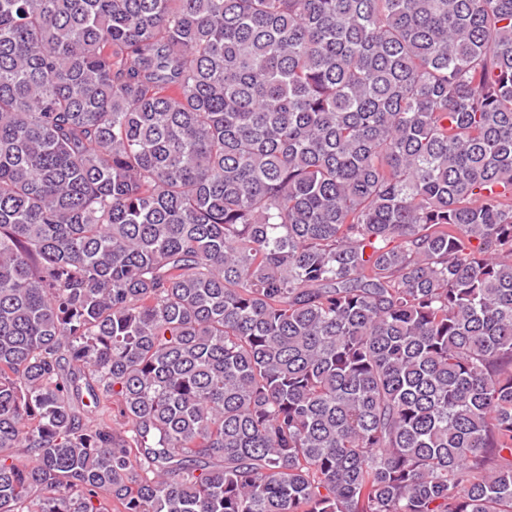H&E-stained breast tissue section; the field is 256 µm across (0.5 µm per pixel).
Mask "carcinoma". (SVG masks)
<instances>
[{"label": "carcinoma", "mask_w": 512, "mask_h": 512, "mask_svg": "<svg viewBox=\"0 0 512 512\" xmlns=\"http://www.w3.org/2000/svg\"><path fill=\"white\" fill-rule=\"evenodd\" d=\"M0 512H512V0H0Z\"/></svg>", "instance_id": "cac0c4a2"}]
</instances>
